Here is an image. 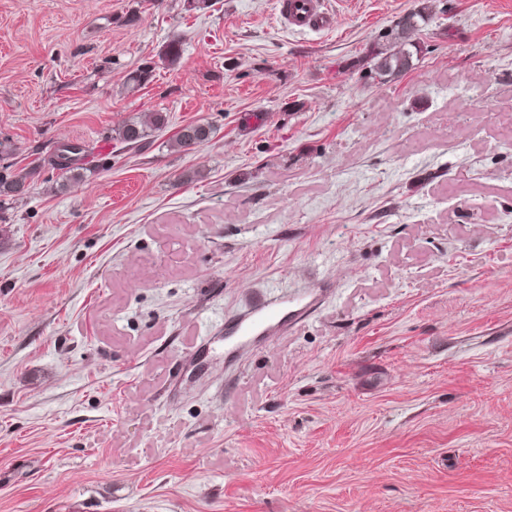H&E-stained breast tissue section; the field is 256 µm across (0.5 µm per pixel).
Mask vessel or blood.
Listing matches in <instances>:
<instances>
[{
    "instance_id": "obj_1",
    "label": "vessel or blood",
    "mask_w": 512,
    "mask_h": 512,
    "mask_svg": "<svg viewBox=\"0 0 512 512\" xmlns=\"http://www.w3.org/2000/svg\"><path fill=\"white\" fill-rule=\"evenodd\" d=\"M275 8L278 18L293 30L325 31L335 26V17L324 0H276ZM317 301L314 293L274 294L262 298L243 314L225 320V362H234L240 347L272 343L311 311Z\"/></svg>"
}]
</instances>
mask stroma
I'll use <instances>...</instances> for the list:
<instances>
[{"instance_id":"obj_1","label":"stroma","mask_w":512,"mask_h":512,"mask_svg":"<svg viewBox=\"0 0 512 512\" xmlns=\"http://www.w3.org/2000/svg\"><path fill=\"white\" fill-rule=\"evenodd\" d=\"M210 2L0 0V139L41 162L0 223V512H512V0H442L384 83L418 0ZM310 288L225 364V318ZM275 8L289 29L325 31L335 27V17L323 0H276ZM437 0H420L418 7L402 16L391 29L386 44L374 45L366 59V75L373 82L386 81L401 76L413 67V58L423 56L424 43L415 42L413 36L427 27L443 12ZM166 124V115L152 112L146 121L132 120L116 130V139L126 146L139 147L152 131L162 129ZM214 134V128L208 123H189L178 131L170 146L178 150H187L208 143Z\"/></svg>"}]
</instances>
